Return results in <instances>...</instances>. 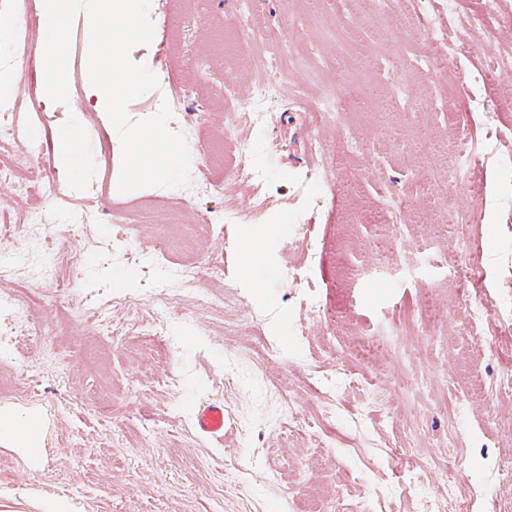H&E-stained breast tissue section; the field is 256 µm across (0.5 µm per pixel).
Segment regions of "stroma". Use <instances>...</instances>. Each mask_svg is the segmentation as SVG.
Here are the masks:
<instances>
[{"mask_svg":"<svg viewBox=\"0 0 512 512\" xmlns=\"http://www.w3.org/2000/svg\"><path fill=\"white\" fill-rule=\"evenodd\" d=\"M403 0H151L150 43L129 58L151 61L158 87L127 107L129 124L174 102L168 124L184 136L189 182L120 193L121 142L88 90L89 20H74L68 104L45 103L33 61L37 25L17 43L0 33V64L15 66L7 99L18 137L0 164L26 158L36 181L0 186V252L16 263L0 297L33 298L0 353V409L45 421L38 457L0 442V512H39L65 498L73 512H425L449 485L475 495L479 512L512 505V27L477 33L444 27L455 62L424 37ZM241 28L254 47L291 38L300 63L224 55L215 33ZM291 94L267 105L253 131L252 162L265 177L267 218L230 221L256 189L212 143L232 121L231 98L264 81ZM343 83L344 109L319 129L328 166L309 148L306 97ZM495 151L474 163L468 187L447 186L436 147L452 142L449 110ZM81 119L92 159L79 187L52 188L53 138ZM40 138H33V130ZM41 153L29 155L32 140ZM467 210L471 223L448 220ZM79 225L74 238L61 234ZM305 225L293 238L291 225ZM268 237L243 275L246 228ZM173 239L165 255L156 242ZM473 242L462 263L458 246ZM95 266H85L87 257ZM195 278L165 329L148 325L176 270ZM132 271L127 287L111 274ZM487 296L473 320L465 302ZM342 300L335 322L314 317ZM426 315L413 333L407 313ZM495 333L487 341L486 333ZM278 350L267 356L263 343ZM463 460L448 453V417ZM220 402V441L199 434L192 406Z\"/></svg>","mask_w":512,"mask_h":512,"instance_id":"1","label":"stroma"}]
</instances>
